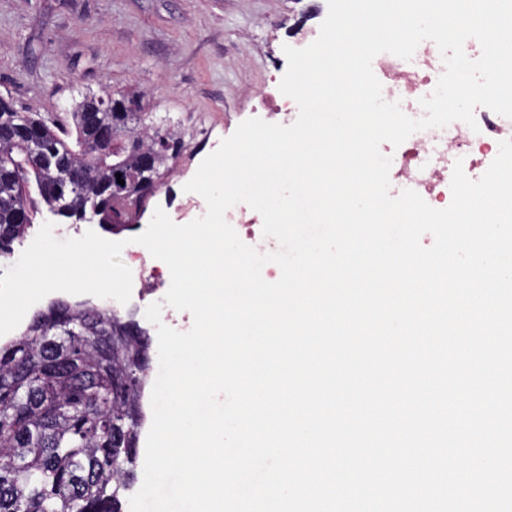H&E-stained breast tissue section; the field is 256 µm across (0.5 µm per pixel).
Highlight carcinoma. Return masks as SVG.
Here are the masks:
<instances>
[{
    "label": "carcinoma",
    "mask_w": 512,
    "mask_h": 512,
    "mask_svg": "<svg viewBox=\"0 0 512 512\" xmlns=\"http://www.w3.org/2000/svg\"><path fill=\"white\" fill-rule=\"evenodd\" d=\"M112 127L100 144L90 114ZM75 142L0 99V255L30 216L69 203L112 223L114 202L157 182L174 135L147 126L136 96L86 98L71 112ZM121 174L124 184L115 180ZM24 221L17 222L18 215ZM112 309L56 301L0 345V512H121L136 479L148 336Z\"/></svg>",
    "instance_id": "cac0c4a2"
}]
</instances>
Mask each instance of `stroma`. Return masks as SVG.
I'll use <instances>...</instances> for the list:
<instances>
[{"instance_id": "obj_1", "label": "stroma", "mask_w": 512, "mask_h": 512, "mask_svg": "<svg viewBox=\"0 0 512 512\" xmlns=\"http://www.w3.org/2000/svg\"><path fill=\"white\" fill-rule=\"evenodd\" d=\"M327 14V0H0V98L68 128L85 97L136 92L147 125L176 131L182 150L131 239L155 209L183 211L199 129L222 140L268 119L260 93L278 89L284 46L304 47Z\"/></svg>"}]
</instances>
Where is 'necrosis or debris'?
<instances>
[{"mask_svg": "<svg viewBox=\"0 0 512 512\" xmlns=\"http://www.w3.org/2000/svg\"><path fill=\"white\" fill-rule=\"evenodd\" d=\"M372 69L384 99L400 101L407 116L419 118L424 114L419 100L434 91L444 64L436 44L425 40L411 59L382 53L374 58ZM474 117L475 126L455 121L441 129L414 133L395 147L389 173L391 195L411 189L431 207L443 209L452 200L455 163H462L470 179H479L497 156L500 142L512 139V119L484 106L475 108ZM124 252L133 276L132 298L144 302L146 295L164 287L170 271L160 260H148L142 245L129 244Z\"/></svg>", "mask_w": 512, "mask_h": 512, "instance_id": "4bbe7bcc", "label": "necrosis or debris"}]
</instances>
